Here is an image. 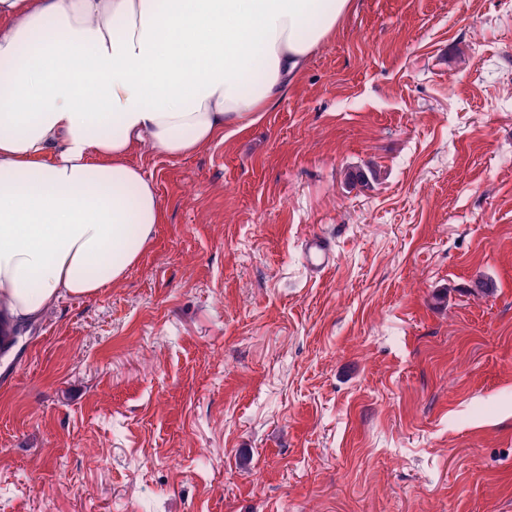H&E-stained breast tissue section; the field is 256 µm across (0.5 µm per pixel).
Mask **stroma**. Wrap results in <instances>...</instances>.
Listing matches in <instances>:
<instances>
[{
  "mask_svg": "<svg viewBox=\"0 0 512 512\" xmlns=\"http://www.w3.org/2000/svg\"><path fill=\"white\" fill-rule=\"evenodd\" d=\"M130 161L150 247L0 350V512H512V0H354L255 123ZM304 251L306 265L312 272H323L336 262V254L331 244L322 237L308 238Z\"/></svg>",
  "mask_w": 512,
  "mask_h": 512,
  "instance_id": "35a3bbf8",
  "label": "stroma"
}]
</instances>
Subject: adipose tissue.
Returning <instances> with one entry per match:
<instances>
[{"label": "adipose tissue", "instance_id": "obj_1", "mask_svg": "<svg viewBox=\"0 0 512 512\" xmlns=\"http://www.w3.org/2000/svg\"><path fill=\"white\" fill-rule=\"evenodd\" d=\"M352 0H0V342L119 281L163 220L127 161L244 128Z\"/></svg>", "mask_w": 512, "mask_h": 512}]
</instances>
